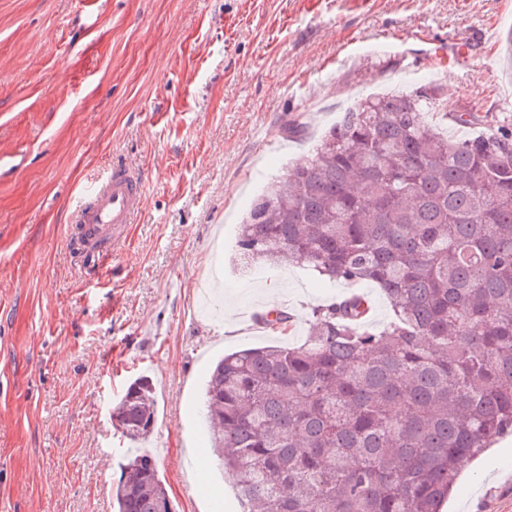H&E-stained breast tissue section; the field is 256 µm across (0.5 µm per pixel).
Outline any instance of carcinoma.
I'll return each instance as SVG.
<instances>
[{
  "instance_id": "obj_1",
  "label": "carcinoma",
  "mask_w": 512,
  "mask_h": 512,
  "mask_svg": "<svg viewBox=\"0 0 512 512\" xmlns=\"http://www.w3.org/2000/svg\"><path fill=\"white\" fill-rule=\"evenodd\" d=\"M441 89L349 108L314 157L258 197L236 253L368 284L392 317L364 328L353 294L312 310L296 344L232 351L205 386L210 448L244 512H442L466 458L512 434V131L451 141L423 124ZM267 331L292 316L269 310ZM141 376L112 410L136 441L154 427ZM116 512H175L148 453L127 459Z\"/></svg>"
}]
</instances>
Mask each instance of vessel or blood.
I'll list each match as a JSON object with an SVG mask.
<instances>
[{"label": "vessel or blood", "mask_w": 512, "mask_h": 512, "mask_svg": "<svg viewBox=\"0 0 512 512\" xmlns=\"http://www.w3.org/2000/svg\"><path fill=\"white\" fill-rule=\"evenodd\" d=\"M434 54L445 66L460 64L469 55L464 43L440 45ZM145 183L132 165L116 161L104 177L88 186L82 195L75 222L79 232L75 238L78 248L101 268L112 255V245L123 237L130 224L135 223L142 210Z\"/></svg>", "instance_id": "vessel-or-blood-1"}]
</instances>
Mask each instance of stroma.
Segmentation results:
<instances>
[{
    "label": "stroma",
    "mask_w": 512,
    "mask_h": 512,
    "mask_svg": "<svg viewBox=\"0 0 512 512\" xmlns=\"http://www.w3.org/2000/svg\"><path fill=\"white\" fill-rule=\"evenodd\" d=\"M510 31L512 0H0V512H113L131 443L112 409L141 375L177 512H236L219 463L197 479L213 363L272 341L240 313L287 308L297 342L350 292L235 265L243 214L353 90L438 79L477 117L441 135L512 127ZM437 41L471 45L442 79L413 65ZM295 121L307 135L284 138ZM116 157L146 197L92 276L71 219ZM443 512H512V435L461 462Z\"/></svg>",
    "instance_id": "35a3bbf8"
}]
</instances>
